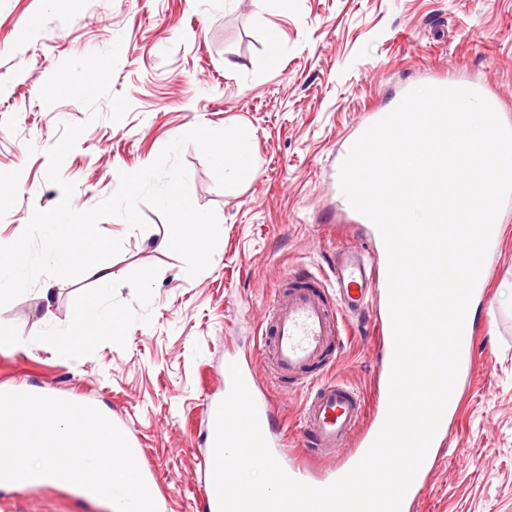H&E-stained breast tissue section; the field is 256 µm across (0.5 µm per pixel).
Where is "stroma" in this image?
<instances>
[{
  "label": "stroma",
  "instance_id": "1",
  "mask_svg": "<svg viewBox=\"0 0 512 512\" xmlns=\"http://www.w3.org/2000/svg\"><path fill=\"white\" fill-rule=\"evenodd\" d=\"M279 65L266 62L270 33ZM120 44L110 91L126 96L118 123L110 102L45 105L44 83L66 59ZM474 85L512 127V0H0V249L23 242L20 279H0V392L26 387L92 404L140 455L158 512H206L199 459L208 450L202 410L223 391L229 357L266 367L258 327L279 280L328 273L337 246L368 247L339 208V163L370 111L387 112L437 77ZM63 123L85 124L61 165L86 211L112 194L120 173L151 164L192 128L246 129L252 179L220 188L197 146L181 159L193 204L220 224L207 269L188 276L163 246L168 226L144 204L146 232L119 217L98 223L123 241L111 258L105 307L126 332L66 350L91 268L60 273L48 219L61 198L46 178L47 148ZM476 296V368L464 380L440 465L416 512H512V199L500 210ZM329 377L374 394L378 337L352 320ZM302 390L276 393L277 423L291 456L304 453ZM0 512H110L80 489L0 485Z\"/></svg>",
  "mask_w": 512,
  "mask_h": 512
}]
</instances>
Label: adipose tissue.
Returning a JSON list of instances; mask_svg holds the SVG:
<instances>
[{"label":"adipose tissue","mask_w":512,"mask_h":512,"mask_svg":"<svg viewBox=\"0 0 512 512\" xmlns=\"http://www.w3.org/2000/svg\"><path fill=\"white\" fill-rule=\"evenodd\" d=\"M51 239L60 263L61 271H68L78 265L91 266L100 285L98 292L87 295L83 307L96 309L103 300V292L111 284L112 271L109 261L97 249L90 246H77L76 240L80 227L71 220V207L68 202H60L52 216ZM125 321L120 313L101 314L97 319L89 320L77 315L70 332L66 336V346L74 350L97 339L99 332L107 336H122Z\"/></svg>","instance_id":"1"}]
</instances>
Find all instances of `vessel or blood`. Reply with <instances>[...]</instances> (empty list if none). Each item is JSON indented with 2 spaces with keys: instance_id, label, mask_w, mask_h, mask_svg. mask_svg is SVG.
Returning a JSON list of instances; mask_svg holds the SVG:
<instances>
[{
  "instance_id": "vessel-or-blood-1",
  "label": "vessel or blood",
  "mask_w": 512,
  "mask_h": 512,
  "mask_svg": "<svg viewBox=\"0 0 512 512\" xmlns=\"http://www.w3.org/2000/svg\"><path fill=\"white\" fill-rule=\"evenodd\" d=\"M331 276L336 285L331 296L323 286L293 274L280 280L268 304L266 324L259 329L258 347L271 368L269 386H260L250 367L241 370L262 433L277 457L285 454L286 443L273 424L271 392L284 384L309 391L301 420L312 455L335 453L350 439L358 455H365L386 418L387 403L368 405L361 391L344 381L324 378L320 367L337 342L340 318L357 316L374 299L387 298L388 265L372 261L361 250L342 247L336 251ZM448 434L447 424H440L401 512H413L421 490L434 474L437 448Z\"/></svg>"
}]
</instances>
